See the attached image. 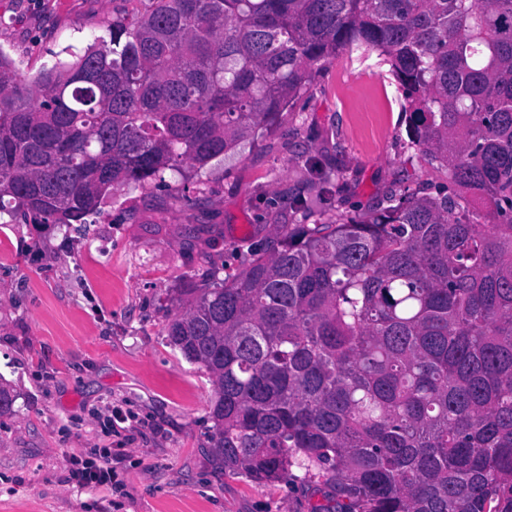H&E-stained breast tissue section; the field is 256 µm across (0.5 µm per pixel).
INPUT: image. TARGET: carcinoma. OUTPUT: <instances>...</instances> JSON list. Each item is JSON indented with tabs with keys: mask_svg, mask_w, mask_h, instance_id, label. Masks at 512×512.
<instances>
[{
	"mask_svg": "<svg viewBox=\"0 0 512 512\" xmlns=\"http://www.w3.org/2000/svg\"><path fill=\"white\" fill-rule=\"evenodd\" d=\"M149 2L32 86L0 51V213L85 224L275 127L341 51L378 52L448 186L275 224L234 272L187 225L167 341L214 382L224 467L304 471L311 512H512V0Z\"/></svg>",
	"mask_w": 512,
	"mask_h": 512,
	"instance_id": "obj_1",
	"label": "carcinoma"
}]
</instances>
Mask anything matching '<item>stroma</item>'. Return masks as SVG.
Returning <instances> with one entry per match:
<instances>
[{
  "instance_id": "stroma-1",
  "label": "stroma",
  "mask_w": 512,
  "mask_h": 512,
  "mask_svg": "<svg viewBox=\"0 0 512 512\" xmlns=\"http://www.w3.org/2000/svg\"><path fill=\"white\" fill-rule=\"evenodd\" d=\"M131 0H0V50L24 78L64 47L104 35ZM396 84L376 58L339 53L318 70L274 130L213 160L188 181L124 190L87 225L0 223V381L16 394L0 416V512H310L302 481L257 482L225 469L211 448V376L164 333L166 295L185 271L184 227L224 234L228 270L243 239H272V202L301 181L307 158L342 171L344 190L313 215L367 211L392 190L447 182L408 148ZM134 419L107 434L112 408ZM94 448L119 454L111 490L80 489L67 461Z\"/></svg>"
}]
</instances>
